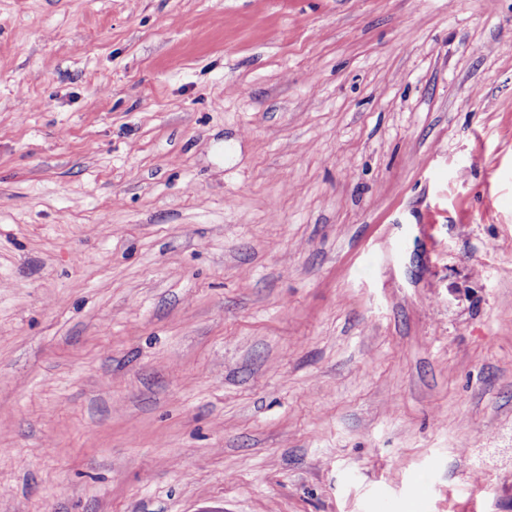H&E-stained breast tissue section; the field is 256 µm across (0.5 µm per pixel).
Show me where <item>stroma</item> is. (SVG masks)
Returning a JSON list of instances; mask_svg holds the SVG:
<instances>
[{
	"mask_svg": "<svg viewBox=\"0 0 512 512\" xmlns=\"http://www.w3.org/2000/svg\"><path fill=\"white\" fill-rule=\"evenodd\" d=\"M0 512H512V0H0Z\"/></svg>",
	"mask_w": 512,
	"mask_h": 512,
	"instance_id": "obj_1",
	"label": "stroma"
}]
</instances>
